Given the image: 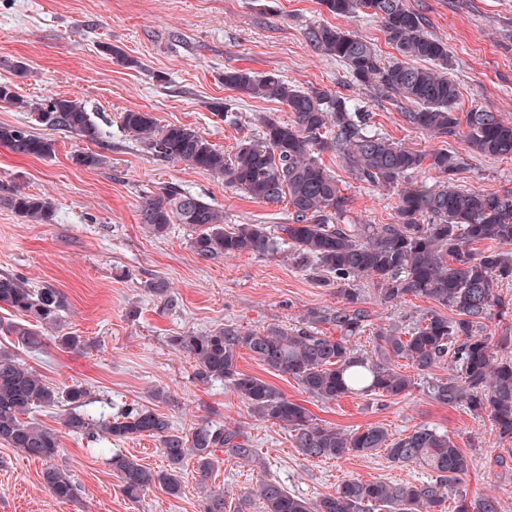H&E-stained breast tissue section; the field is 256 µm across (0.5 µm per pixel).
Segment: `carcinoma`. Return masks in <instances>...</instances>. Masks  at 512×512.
Wrapping results in <instances>:
<instances>
[{
  "instance_id": "1",
  "label": "carcinoma",
  "mask_w": 512,
  "mask_h": 512,
  "mask_svg": "<svg viewBox=\"0 0 512 512\" xmlns=\"http://www.w3.org/2000/svg\"><path fill=\"white\" fill-rule=\"evenodd\" d=\"M332 15L347 17L363 11L376 18L398 58L382 62L367 41L332 25L307 32L310 44L339 62L352 80L383 101L404 109V120L436 138L464 137L469 148L486 157L512 158V124L481 107L460 117L459 90L449 76L448 45L431 36L427 20L408 0H321ZM224 85L251 99L284 104L290 121L260 119L259 137L237 140L226 155L185 125L160 127L149 112L120 115L123 129L142 149L162 162H180L209 172L224 188L264 202L288 200L291 222L235 224L225 227L224 212L170 184L157 194L142 196L141 224L155 237L174 224L192 232L190 247L203 259L240 255L274 256L288 247L294 265L325 286H336L342 305L310 308L286 327L264 331L226 325L204 333L184 331L168 337L170 345L193 359L192 379L201 385L223 381L247 406L250 415L288 429L295 447L307 459H343L382 450L395 464H419L436 474L421 485L382 480H343L334 493L314 502L288 492L273 478L261 480L243 507L258 500L260 512H438L466 475L471 460L448 437L421 425L397 437L382 426L344 432L320 425L302 405L288 399L265 380L242 372L238 358L247 350L272 374L296 380L310 396L333 402L352 394L400 399L415 387L412 377L396 367L401 360L420 374L448 366V376L428 386L443 405H467L492 420L501 440L512 442V356L497 350L512 340L489 336V323L512 313V301L497 292L498 281L512 278V259L496 251L477 252L478 242L512 244V191L475 194L455 185L465 169L460 153L438 150L428 155L399 146L370 122L366 112H351L340 97L317 87L302 89L274 72L224 70ZM0 103L30 116L27 124L0 125V145L19 156L48 158L54 141L31 131L33 126L69 133L98 142L101 132L83 101L59 96L30 102L9 82L0 83ZM334 152L359 181L397 192L393 224H341L348 199L318 154ZM75 163L92 169L104 163L94 151H79ZM433 170L442 181L430 184L416 174ZM0 200L33 222L52 217L48 198L20 188L3 189ZM372 281L380 301L393 305L408 296L426 298L448 308V318L431 311L403 335L377 329L374 356L361 352L353 339L369 326L354 288ZM64 295L50 286L32 290L23 281L0 276V309L22 316L6 324L11 346L37 351L45 344L43 328L59 325ZM326 324L336 335L320 330ZM65 349L88 351L94 343L76 334L56 337ZM88 396L80 383L51 387L8 350L0 352V444L25 456L50 462L42 484L62 501H73L78 489L70 472L51 464L60 452V432L26 419L32 408H60V423L92 439L103 433L122 442L135 436L156 437L166 466L153 470L138 459L115 452L112 471L130 500L158 486L176 497L182 490L184 464L192 459L206 478L220 450L236 459L254 460V449L240 427L205 424L187 434L174 431L170 420L147 406L132 407L111 418L96 420L84 413ZM459 512H501L500 499L482 495L460 497ZM203 512H226L224 494L210 491Z\"/></svg>"
}]
</instances>
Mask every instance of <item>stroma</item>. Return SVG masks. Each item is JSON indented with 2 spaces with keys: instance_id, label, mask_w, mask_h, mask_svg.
Listing matches in <instances>:
<instances>
[{
  "instance_id": "stroma-1",
  "label": "stroma",
  "mask_w": 512,
  "mask_h": 512,
  "mask_svg": "<svg viewBox=\"0 0 512 512\" xmlns=\"http://www.w3.org/2000/svg\"><path fill=\"white\" fill-rule=\"evenodd\" d=\"M410 3L427 17L429 33L448 45L461 109L481 106L512 122V0ZM320 24L368 41L382 60L396 55L376 19L361 13L333 16L320 0H0V82L13 83L33 100L76 96L105 133L97 145L37 128V135L55 143L49 158L23 157L0 146V185L48 196L55 206L52 221L40 224L0 203V275L19 276L32 289L57 288L67 301L59 333L96 343L82 353L50 339L41 351L19 353V360L49 384L81 383L88 391V413L109 416L145 405L183 431L207 422L238 424L255 450L251 463L218 453L204 480L195 464L187 463L179 496L155 487L132 501L109 458L119 451L149 468H162L159 441L142 437L116 443L61 430L54 463L72 474L77 499L52 497L41 483L44 462L0 445V512H202L208 489L222 491L232 508L264 476L312 500L334 493L352 477L414 484L433 479L431 470L394 464L380 451L346 460L306 459L287 429L253 418L227 383H195L189 357L168 342L183 331L206 332L225 324L256 331L289 326L310 308L339 306L341 297L336 288L311 280L284 251L274 257L203 259L192 252L183 225H173L161 238L149 234L139 219V202L170 183L223 210L229 225L285 224L292 210L284 202H257L225 190L206 172L153 159L121 128L123 112L141 110L159 124L194 128L229 153L237 138L257 137L260 116L286 121L290 114L274 101L240 99L225 87V69L275 72L372 112L377 127L396 144L425 153L445 148L466 154L468 166L456 177L464 189L512 190V158H489L470 152L464 139L433 138L411 128L399 108L377 101L339 63L310 46L306 33ZM19 61L27 66L22 76L13 70ZM217 102L229 105L228 118L215 115ZM78 150L102 153L106 161L98 169L82 168L72 160ZM320 161L349 200L342 223H394V192L358 181L334 153H321ZM158 279L167 281L169 299L149 293V283ZM362 288L371 329L356 343L368 353L373 329H397L437 308L413 296L389 306L381 303L372 282ZM238 366L301 403L321 424L348 431L376 424L395 435L428 424L448 433L471 460L460 484L463 494L471 499L493 493L501 512H512V459H501L489 418L439 404L425 376L399 400L352 395L324 403L293 378L269 373L249 352L241 353ZM158 388L169 391V402L153 403L150 394Z\"/></svg>"
}]
</instances>
